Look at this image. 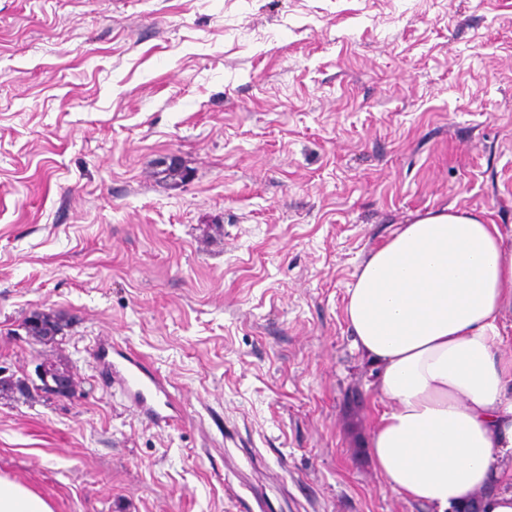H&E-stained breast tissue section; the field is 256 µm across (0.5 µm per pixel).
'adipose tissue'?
I'll use <instances>...</instances> for the list:
<instances>
[{
	"instance_id": "ef3b65f1",
	"label": "adipose tissue",
	"mask_w": 512,
	"mask_h": 512,
	"mask_svg": "<svg viewBox=\"0 0 512 512\" xmlns=\"http://www.w3.org/2000/svg\"><path fill=\"white\" fill-rule=\"evenodd\" d=\"M346 320L388 408L369 456L430 512L479 494L512 512V232L447 207L400 225L347 290ZM0 512H53L0 476Z\"/></svg>"
}]
</instances>
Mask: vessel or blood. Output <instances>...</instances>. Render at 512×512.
I'll use <instances>...</instances> for the list:
<instances>
[{
    "instance_id": "obj_1",
    "label": "vessel or blood",
    "mask_w": 512,
    "mask_h": 512,
    "mask_svg": "<svg viewBox=\"0 0 512 512\" xmlns=\"http://www.w3.org/2000/svg\"><path fill=\"white\" fill-rule=\"evenodd\" d=\"M112 380L124 389L132 406L156 425H171L176 415L170 414V393L160 378L137 354L124 355L122 361L109 367Z\"/></svg>"
}]
</instances>
